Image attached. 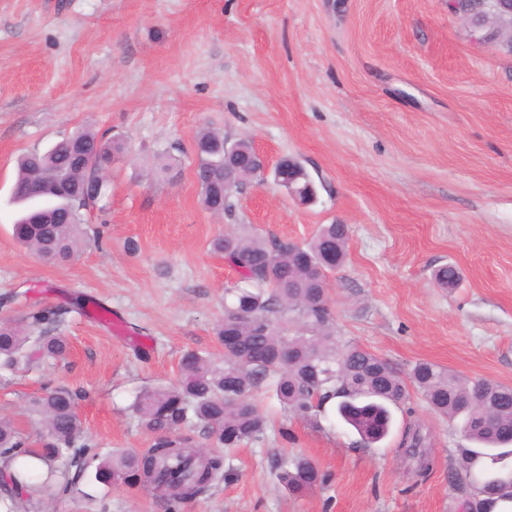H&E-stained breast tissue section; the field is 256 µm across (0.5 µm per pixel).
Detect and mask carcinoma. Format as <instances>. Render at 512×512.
Returning a JSON list of instances; mask_svg holds the SVG:
<instances>
[{"label":"carcinoma","mask_w":512,"mask_h":512,"mask_svg":"<svg viewBox=\"0 0 512 512\" xmlns=\"http://www.w3.org/2000/svg\"><path fill=\"white\" fill-rule=\"evenodd\" d=\"M124 145L81 129L51 149L29 151L18 160L14 197L29 204L13 225L18 243L52 264L74 260L85 246L91 210H103L108 183L98 178ZM193 153L201 203L218 216H235L237 195L247 174L239 160L252 153L245 139L233 143L210 128L196 136ZM349 227L322 224L306 243L282 242L243 224L216 237L213 249L239 274L224 289V316L215 334L224 341L230 330L236 341L224 346L215 362L186 353L178 383L136 395L131 410L153 435L144 454L104 451L83 430L76 413L82 394L64 386H48L31 399V410L45 432L35 441L7 418H0V457L16 464L3 476L0 512H30L46 500L61 499L89 472L105 486L148 484L169 509L207 492L225 479L224 456L213 451L200 457L181 436L194 422L214 448H235L262 438L268 420L253 402L262 387L283 408L306 417L336 400L340 418L356 430L365 445L384 439L391 430L390 406L409 399L414 388L439 414L457 422L472 444L460 449L458 468L448 475L451 486L467 488L463 501L472 512H493L497 503L512 502V483L498 480L512 468V386L487 379H462L442 366L416 364L403 375L386 359L357 346H344L335 336L323 265L330 253L336 266L346 258ZM438 285L452 288L460 280L453 265L440 267ZM68 309L42 307L25 322L6 317L0 324V371L27 368L46 358H63L65 337L54 331ZM400 449L423 464L425 437L420 426L407 428ZM278 479L290 492L302 494L324 480L316 463L304 456L283 458Z\"/></svg>","instance_id":"carcinoma-1"}]
</instances>
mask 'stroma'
<instances>
[{"instance_id":"stroma-1","label":"stroma","mask_w":512,"mask_h":512,"mask_svg":"<svg viewBox=\"0 0 512 512\" xmlns=\"http://www.w3.org/2000/svg\"><path fill=\"white\" fill-rule=\"evenodd\" d=\"M83 127L126 147L88 224L103 242L47 265L13 236L16 161ZM206 127L249 138L268 165L297 159L315 185L303 203L252 180L235 223L297 242L349 226L328 276L341 342L404 373L428 361L512 385V52L449 0H0V299L19 322L66 307L69 343L65 358L0 372V416L37 432L31 399L64 385L84 391L77 413L100 448L140 451L152 437L136 394L174 385L185 353L223 356L214 329L238 275L210 247L228 222L194 178ZM165 149L181 161L170 180L154 174ZM445 264L457 287L435 282ZM254 401L265 437L225 449L229 478L180 512H460L448 474L465 440L419 394L370 448L334 402L302 418L269 391ZM411 421L423 474L398 448ZM299 455L327 479L293 494L277 466ZM87 491L41 512H166L137 484Z\"/></svg>"}]
</instances>
